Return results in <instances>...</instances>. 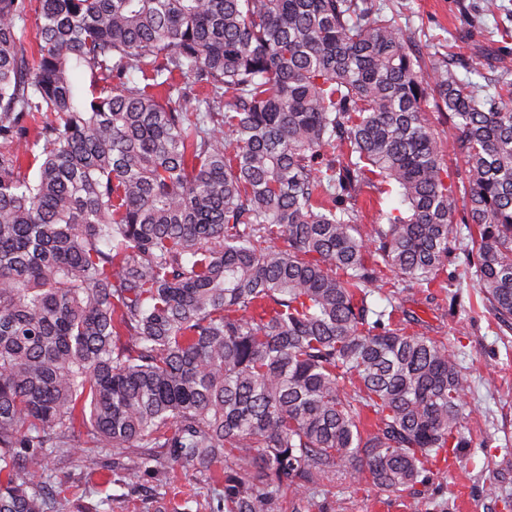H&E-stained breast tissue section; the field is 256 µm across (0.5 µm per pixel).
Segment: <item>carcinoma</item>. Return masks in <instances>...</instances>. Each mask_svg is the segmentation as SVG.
Returning <instances> with one entry per match:
<instances>
[{"label":"carcinoma","instance_id":"1","mask_svg":"<svg viewBox=\"0 0 512 512\" xmlns=\"http://www.w3.org/2000/svg\"><path fill=\"white\" fill-rule=\"evenodd\" d=\"M32 130L0 153V512H51L42 448H165L224 464L225 512H312L354 475L415 497L460 446L455 354L368 299L433 284L460 211L512 323V68L476 85L377 0H0V139ZM377 177L405 209L364 233ZM425 109V119L430 127L439 134L442 144L443 161L446 165L444 169H446L448 173V176H446L445 172L443 173L444 181L448 186L450 184H455L460 177L462 163L459 159H456L453 154V130L450 128L447 118L443 113L437 112L432 103L427 104Z\"/></svg>","mask_w":512,"mask_h":512}]
</instances>
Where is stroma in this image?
Here are the masks:
<instances>
[{
  "instance_id": "1",
  "label": "stroma",
  "mask_w": 512,
  "mask_h": 512,
  "mask_svg": "<svg viewBox=\"0 0 512 512\" xmlns=\"http://www.w3.org/2000/svg\"><path fill=\"white\" fill-rule=\"evenodd\" d=\"M395 6L404 33L430 54L439 40L461 59V76L481 82L487 55L512 66V0H497L495 13L481 11L483 0H379ZM396 192L374 184L359 194L363 230L382 213L399 207ZM467 228H460L437 284L398 282L393 300L374 298L375 309L392 308L394 321L409 333L447 339L470 378L462 427L463 448L452 467H429L418 498L378 492L361 479L344 484L345 512H512V327L497 324L480 301L477 278L466 264ZM100 469L90 478L56 489L59 512H223L221 466L203 472L168 462L161 448H141L144 465H112V451L96 449ZM499 495L487 497V484Z\"/></svg>"
}]
</instances>
